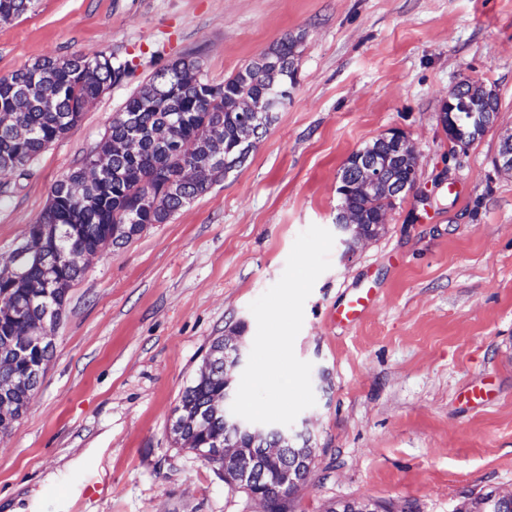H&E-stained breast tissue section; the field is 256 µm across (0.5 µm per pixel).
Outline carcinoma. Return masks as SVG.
I'll return each instance as SVG.
<instances>
[{
    "mask_svg": "<svg viewBox=\"0 0 512 512\" xmlns=\"http://www.w3.org/2000/svg\"><path fill=\"white\" fill-rule=\"evenodd\" d=\"M38 0H0V22L9 23L35 9ZM299 36H286L262 54L278 63L271 76L254 61L222 84L211 83L197 58L180 57L160 66L126 100L122 112L82 162L56 182L37 224L43 245L28 262L0 271V297L12 313L0 314V358L15 390L0 402V432L13 428L26 412L39 383L33 375L37 346L19 355L13 333L19 321L49 334L59 324L71 288L83 266L74 261L80 248L99 251L125 244L149 224H166L173 215L241 163L247 132L238 103L264 102L277 86L296 88L299 83ZM129 62L113 60L100 52L92 56L72 53L47 56L31 66L0 77V185L26 174L29 165L52 143L62 139L82 120L84 112L103 93L128 76ZM134 115L135 125L126 117ZM168 127L172 140L192 143L183 158L153 142V133ZM123 143L118 152L112 144ZM389 152L376 140L358 151L361 162L372 163ZM210 167L209 181L195 186L182 182L183 165ZM340 209H360L367 223L393 206L383 193L366 192L358 182V168L346 162L341 174ZM212 369L185 388L175 407L172 423L176 439L192 430L196 446L208 451L206 461L224 470V457L214 443L224 439V410L211 409L212 396L224 394V340L210 345Z\"/></svg>",
    "mask_w": 512,
    "mask_h": 512,
    "instance_id": "obj_1",
    "label": "carcinoma"
}]
</instances>
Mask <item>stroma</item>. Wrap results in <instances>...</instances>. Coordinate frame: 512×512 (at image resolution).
<instances>
[{
  "instance_id": "stroma-1",
  "label": "stroma",
  "mask_w": 512,
  "mask_h": 512,
  "mask_svg": "<svg viewBox=\"0 0 512 512\" xmlns=\"http://www.w3.org/2000/svg\"><path fill=\"white\" fill-rule=\"evenodd\" d=\"M290 34L299 83L241 166L85 260L46 372L0 433V512H265L175 443L173 411L214 339L251 350L250 304L302 231L335 230L346 159L393 128L417 156L416 189L375 237L335 240L304 305L294 351L316 403L294 426L315 458L292 510L455 512L462 491L512 489V172L494 162L512 135V0H39L0 23V76L100 51L133 73L0 188V268L159 64L189 54L220 84ZM465 77L500 110L461 148L440 112ZM362 288L373 303L337 325Z\"/></svg>"
}]
</instances>
